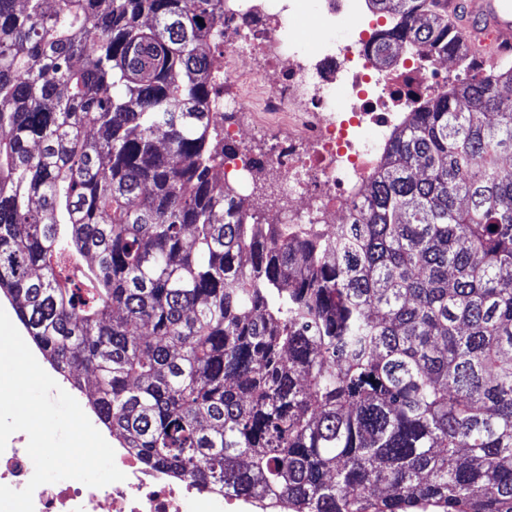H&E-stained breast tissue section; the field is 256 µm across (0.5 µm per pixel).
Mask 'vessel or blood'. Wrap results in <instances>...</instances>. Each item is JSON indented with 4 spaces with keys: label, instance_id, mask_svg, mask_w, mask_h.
<instances>
[{
    "label": "vessel or blood",
    "instance_id": "b4317fda",
    "mask_svg": "<svg viewBox=\"0 0 512 512\" xmlns=\"http://www.w3.org/2000/svg\"><path fill=\"white\" fill-rule=\"evenodd\" d=\"M444 8L474 49L512 51V0H446Z\"/></svg>",
    "mask_w": 512,
    "mask_h": 512
}]
</instances>
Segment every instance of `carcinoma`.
<instances>
[{"label":"carcinoma","instance_id":"obj_1","mask_svg":"<svg viewBox=\"0 0 512 512\" xmlns=\"http://www.w3.org/2000/svg\"><path fill=\"white\" fill-rule=\"evenodd\" d=\"M224 2L0 0V296L147 465L512 512V60L404 113L334 231L270 224L224 179ZM365 4L379 65H472L440 0Z\"/></svg>","mask_w":512,"mask_h":512}]
</instances>
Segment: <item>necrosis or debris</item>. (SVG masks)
<instances>
[{"label": "necrosis or debris", "instance_id": "necrosis-or-debris-1", "mask_svg": "<svg viewBox=\"0 0 512 512\" xmlns=\"http://www.w3.org/2000/svg\"><path fill=\"white\" fill-rule=\"evenodd\" d=\"M298 2L236 0L224 16V81L237 88L224 109L239 116L225 125V140H264L274 125L288 139L284 150L271 144L259 166L238 153L225 162L224 176L248 189L258 170L270 172L278 188L272 223L331 231L343 222L351 188L369 174L388 127L418 99L447 90L448 66L417 50L402 68H381L378 21L361 0H315L311 29L303 26ZM336 26L349 29L350 38L332 40L328 31ZM22 439L12 434L0 453V485L16 490L34 471ZM115 463L124 481L104 489L73 479L41 485L34 512H257L261 506L144 466L126 448L116 449Z\"/></svg>", "mask_w": 512, "mask_h": 512}]
</instances>
